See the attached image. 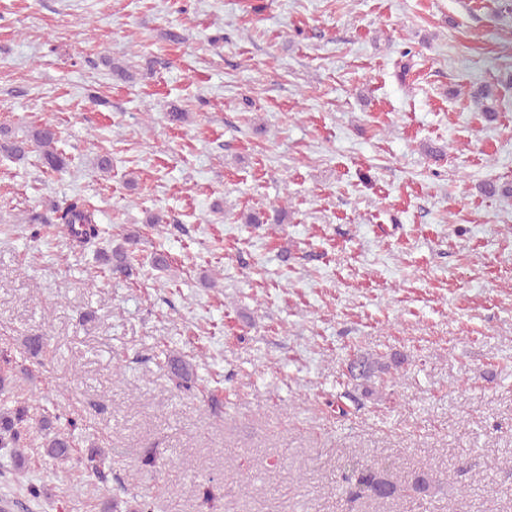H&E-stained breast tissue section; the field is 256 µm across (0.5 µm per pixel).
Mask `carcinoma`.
I'll return each mask as SVG.
<instances>
[{"mask_svg": "<svg viewBox=\"0 0 512 512\" xmlns=\"http://www.w3.org/2000/svg\"><path fill=\"white\" fill-rule=\"evenodd\" d=\"M475 102L481 105L485 119L492 122L496 119L495 105H487L485 101L494 99L493 89L482 86L472 93ZM58 131L51 124H44L32 131L25 138L12 135L7 126H0V153L5 157L21 162L30 153L37 152L43 164L54 172L67 167L66 157L58 152ZM26 223L34 225L32 236H37L36 226L55 224L67 239L73 251H85L101 240V228L96 220L95 210L79 196L57 202L52 201L42 213H33L26 218ZM139 243V236L128 235L122 242L110 250L100 254V258L108 266L109 274L114 279H130L136 273L134 249ZM172 379L175 386L184 391L194 387L193 365L178 356L168 359ZM13 367L10 361H4L0 368V450L3 451L4 462L0 464V477L11 480L22 488L24 499L11 501V506L27 512L30 504L40 499L42 489L30 481L24 483L22 478L26 469V459L22 449L27 447L32 434L28 425V410L19 404H10L5 387L11 377ZM350 371L361 380L364 396L373 395L370 385L376 373L386 374L389 365L364 355L356 356L351 362ZM38 430L43 436V448L49 461L57 465L74 463L83 472L106 479L105 469L111 467L108 454L100 448L90 449L84 456H73L75 432L79 430L77 422L62 413H52L38 423ZM377 474L370 468L356 462L342 474V489L348 501L354 503L363 499L385 500L395 496L397 486L384 480L378 488H372ZM437 481L429 471H414L407 475L406 486L413 488L414 496H419L429 489L431 483Z\"/></svg>", "mask_w": 512, "mask_h": 512, "instance_id": "1", "label": "carcinoma"}]
</instances>
